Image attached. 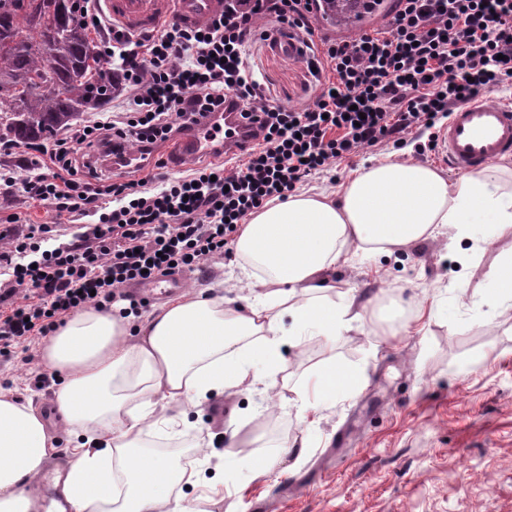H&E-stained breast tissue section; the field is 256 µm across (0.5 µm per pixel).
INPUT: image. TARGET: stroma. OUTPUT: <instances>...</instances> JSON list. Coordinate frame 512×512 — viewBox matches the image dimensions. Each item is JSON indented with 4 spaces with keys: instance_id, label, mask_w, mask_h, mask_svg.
<instances>
[{
    "instance_id": "1",
    "label": "stroma",
    "mask_w": 512,
    "mask_h": 512,
    "mask_svg": "<svg viewBox=\"0 0 512 512\" xmlns=\"http://www.w3.org/2000/svg\"><path fill=\"white\" fill-rule=\"evenodd\" d=\"M254 72L284 105L307 104L317 81L306 59L284 58L266 42L250 47ZM368 149L312 176L302 191H332L362 162L390 155ZM76 214H57L19 190L0 187L1 224H59L76 229ZM512 251V228L484 249L448 234L366 264L339 265L337 291L355 289L362 332L336 340L337 362L365 369L355 395L327 402L311 426L288 411L291 389L222 395L189 415L182 435L154 439L156 453L195 458L204 441L206 479L224 482L218 512H512V307L487 305L473 288L488 281L499 254ZM237 255L180 274L185 287L223 293L232 305L246 295ZM42 345L25 367L0 365V384L52 407L56 385L35 387L45 372ZM248 435L233 457L234 430ZM294 453L284 454L283 444ZM263 457V475L238 466Z\"/></svg>"
}]
</instances>
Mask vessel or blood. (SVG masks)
Listing matches in <instances>:
<instances>
[{
	"label": "vessel or blood",
	"instance_id": "1",
	"mask_svg": "<svg viewBox=\"0 0 512 512\" xmlns=\"http://www.w3.org/2000/svg\"><path fill=\"white\" fill-rule=\"evenodd\" d=\"M101 14L125 31L137 33L166 18L196 27L224 10V0H97ZM251 122L238 109L225 107L176 138L174 166L182 168L223 148L233 157L252 143ZM512 154V105L480 97L456 108L438 134L436 160L458 173L482 170Z\"/></svg>",
	"mask_w": 512,
	"mask_h": 512
}]
</instances>
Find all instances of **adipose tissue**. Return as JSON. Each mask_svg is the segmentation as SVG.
<instances>
[{
	"mask_svg": "<svg viewBox=\"0 0 512 512\" xmlns=\"http://www.w3.org/2000/svg\"><path fill=\"white\" fill-rule=\"evenodd\" d=\"M512 225V188L494 168L450 180L412 159L360 165L338 194L300 192L267 203L238 228L246 307L195 290L152 312L137 330L86 308L49 337L43 359L62 375L54 419L33 400L0 391V512H38L41 475L55 462L51 433L76 438L56 462L58 512H197L182 493L195 473L179 458L148 452L181 418L170 404L289 382L288 346L304 337L332 345L361 322L355 296L332 295L328 272L362 263L442 230L471 240L477 225ZM360 370L329 359L297 383L296 417L308 422L336 395L356 392Z\"/></svg>",
	"mask_w": 512,
	"mask_h": 512,
	"instance_id": "adipose-tissue-1",
	"label": "adipose tissue"
}]
</instances>
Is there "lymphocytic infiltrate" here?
<instances>
[{
	"label": "lymphocytic infiltrate",
	"instance_id": "f902f5d3",
	"mask_svg": "<svg viewBox=\"0 0 512 512\" xmlns=\"http://www.w3.org/2000/svg\"><path fill=\"white\" fill-rule=\"evenodd\" d=\"M387 21L354 38L322 33V0H224L194 29L165 21L133 36L113 29L97 50L112 64L125 112L71 130L51 152L26 145L29 176L0 183L57 213L91 217L52 248L45 224L0 230V357L30 364L33 341L84 308H111L142 276L227 255L255 210L287 199L308 177L364 148L400 146L439 117L512 81V0H391ZM297 43L315 69L311 103L281 105L249 65L255 34ZM233 95L257 115L260 139L234 165L209 164L169 179L80 177L90 148L114 155L174 139Z\"/></svg>",
	"mask_w": 512,
	"mask_h": 512
}]
</instances>
